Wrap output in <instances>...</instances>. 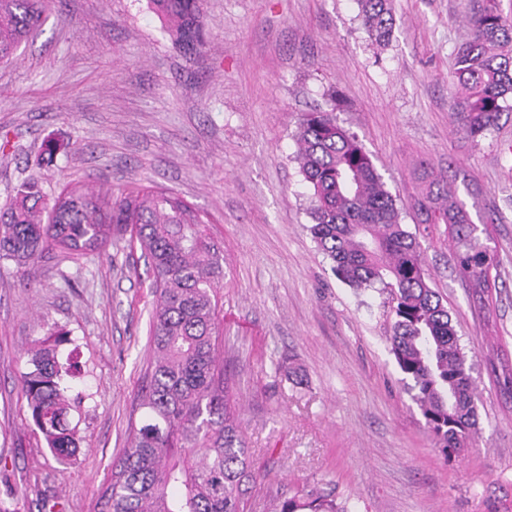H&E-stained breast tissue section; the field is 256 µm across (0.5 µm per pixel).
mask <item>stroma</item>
Segmentation results:
<instances>
[{"label": "stroma", "instance_id": "35a3bbf8", "mask_svg": "<svg viewBox=\"0 0 512 512\" xmlns=\"http://www.w3.org/2000/svg\"><path fill=\"white\" fill-rule=\"evenodd\" d=\"M484 5L391 0L380 48L356 0H199L206 44L189 54L147 0H54L0 63V207L35 180L50 198L67 182L157 185L209 214L224 256L217 353L259 470L249 512L306 486L349 512H512V390L486 360L512 357V99L476 143L448 95ZM319 109L370 154L467 353L478 434L457 456L439 451L403 387L385 294L340 280L309 231L295 132ZM433 181L455 190L494 258V326L443 225L422 221ZM151 282L126 232L95 255L48 251L28 281L0 262V512H104L142 416ZM57 330L61 363L80 367L81 450L65 463L22 391L28 347Z\"/></svg>", "mask_w": 512, "mask_h": 512}]
</instances>
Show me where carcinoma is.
<instances>
[{"label":"carcinoma","instance_id":"1","mask_svg":"<svg viewBox=\"0 0 512 512\" xmlns=\"http://www.w3.org/2000/svg\"><path fill=\"white\" fill-rule=\"evenodd\" d=\"M50 0H0V61L11 59L41 26ZM359 17L377 45L389 42L395 20L390 0H357ZM175 45H204L198 0H148ZM471 38L456 52L453 107L472 140L483 138L512 98V24L487 0L469 19ZM296 160L312 191L310 232L333 270L357 289L388 294L390 351L436 447L461 453L477 433V408L455 326L432 285L416 238L402 224L395 199L370 155L332 112L305 115L296 134ZM429 224H444L456 243L460 273L489 293L491 257L477 243L464 203L448 190L419 201ZM206 214L164 188L94 190L67 184L47 203L24 183L0 209V260L25 274L49 250L73 256L100 252L115 231L132 229L150 260L156 296L153 356L140 406L112 486L108 512H244L242 486L256 479L241 420L228 398L216 350L215 288L224 258L207 240ZM23 392L34 423L61 463L79 450L70 412L76 404L72 366L57 344L38 339L27 350ZM271 512H347L321 489L277 499Z\"/></svg>","mask_w":512,"mask_h":512}]
</instances>
